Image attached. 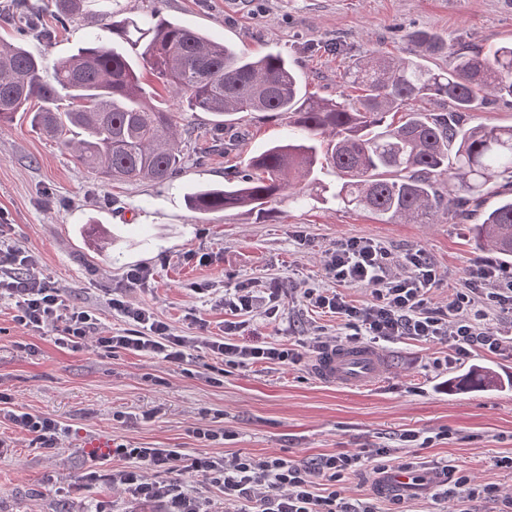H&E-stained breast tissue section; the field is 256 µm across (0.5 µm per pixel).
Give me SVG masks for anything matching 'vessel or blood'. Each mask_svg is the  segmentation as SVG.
<instances>
[{"mask_svg":"<svg viewBox=\"0 0 512 512\" xmlns=\"http://www.w3.org/2000/svg\"><path fill=\"white\" fill-rule=\"evenodd\" d=\"M315 373L330 383L350 388L368 387L380 377L382 364L370 348L344 345L319 356Z\"/></svg>","mask_w":512,"mask_h":512,"instance_id":"1","label":"vessel or blood"}]
</instances>
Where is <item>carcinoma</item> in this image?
<instances>
[{
  "label": "carcinoma",
  "mask_w": 512,
  "mask_h": 512,
  "mask_svg": "<svg viewBox=\"0 0 512 512\" xmlns=\"http://www.w3.org/2000/svg\"><path fill=\"white\" fill-rule=\"evenodd\" d=\"M91 2L55 0L57 22ZM99 17L92 42L52 63L0 41V129L36 99L34 125L81 166L107 180L164 183L182 166L177 111L273 112L298 133L253 156L250 171L224 186L190 193V211L269 214V203L319 166L342 180L336 204L386 223L430 224L446 215L463 224L496 193L501 202L472 225L473 238L481 252L503 262L512 257V125H469L480 106L512 99V42L470 51L413 32L416 58L373 53L344 73V82L362 91L352 102L304 93L302 77L281 54L247 56L169 21L158 8L131 17L112 0V10ZM439 57L451 58L448 67L428 65ZM143 67L172 93V105L153 103ZM424 100L438 110L415 108ZM391 113L398 120L387 121ZM496 386L484 369L458 381L460 390Z\"/></svg>",
  "instance_id": "obj_1"
}]
</instances>
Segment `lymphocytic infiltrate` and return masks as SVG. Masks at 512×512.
I'll use <instances>...</instances> for the list:
<instances>
[{
  "label": "lymphocytic infiltrate",
  "instance_id": "f902f5d3",
  "mask_svg": "<svg viewBox=\"0 0 512 512\" xmlns=\"http://www.w3.org/2000/svg\"><path fill=\"white\" fill-rule=\"evenodd\" d=\"M31 255L20 248H0V292L13 299V319L31 331L53 329L57 345L77 351L93 344L102 355L120 351L149 354L174 364L187 362L195 349L206 348L217 359L211 372L223 376L225 368H245L258 363L296 364L301 354L272 346L236 340L238 323L225 322L224 333L179 336L147 308L130 304L124 295L110 298L113 311L135 323L133 331L100 336L93 310L68 304L61 289L36 277L16 275L15 266H33ZM330 288H308L306 306L333 314L352 332V340L394 342L403 338L436 340L456 355L478 347L498 353L502 341L488 321V312H512V272L490 261L481 262L463 287L446 305L431 306L428 292L439 275L434 263L420 252L392 260L387 249L371 239L338 240L324 264ZM372 290V300L354 304L346 291L356 286ZM0 392V418L32 438L39 448L53 450L66 428L57 420L12 408ZM114 456L123 467L93 469L91 480L104 479L122 489L131 501L151 503L156 512H212L209 500L186 489L182 473L194 474L224 496L226 512H385L379 498L348 501L341 486L349 476L383 474L391 468L390 453L381 448L373 454L339 452L325 454L310 463L281 455H190L177 448H130L118 445ZM330 487L320 493L319 484Z\"/></svg>",
  "mask_w": 512,
  "mask_h": 512
}]
</instances>
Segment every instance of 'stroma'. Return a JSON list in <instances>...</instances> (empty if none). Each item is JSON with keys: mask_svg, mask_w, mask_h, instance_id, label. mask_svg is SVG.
Wrapping results in <instances>:
<instances>
[{"mask_svg": "<svg viewBox=\"0 0 512 512\" xmlns=\"http://www.w3.org/2000/svg\"><path fill=\"white\" fill-rule=\"evenodd\" d=\"M38 10L43 41L21 30L17 0H0V39L54 60L69 55L98 30L91 15L57 25L54 0H27ZM163 16L248 54L287 57L307 92L334 98L346 86L343 68L371 52L410 57L408 33L424 30L449 43L486 47L512 41V0H163ZM341 46L339 55L326 51ZM184 162L173 182H112L79 165L60 145L17 115L0 131V213L10 230L6 244L31 254L36 272L62 289L71 303L96 310L98 332L119 334L127 324L109 308L110 292L127 293L179 335L196 332L204 319L214 335L224 328L222 299L233 288L278 284L276 314L246 315L240 340L262 341L302 353L297 365L269 363L226 373L209 382L207 349L190 366L149 355L106 358L94 347L71 351L55 345L53 330L33 332L12 320L14 302L0 296V391L16 406L68 425L58 447H34L10 423L0 437L12 443L0 456V512H128L131 503L106 481L85 475L111 454L87 451L103 437L132 448H181L214 456L280 454L309 461L323 454L390 449L398 463H411L419 483L402 491L392 512H457L456 499H441L437 461L465 469L473 484H494L512 498V470L496 467L512 456V388L491 392H444L438 385L477 366L512 373V313L493 314L504 341L500 354L472 348L463 358L436 341L378 342L386 373L371 387L348 389L320 381L310 349L316 337L345 335L335 317L307 308L302 292L326 288L324 258L337 240L382 242L392 257L422 251L440 274L428 299L440 307L482 260L468 225L439 217L434 224H384L374 214L346 210L322 192L281 195L275 217L245 210L195 213L189 192L224 184L250 159L286 138L288 121L266 112H240L227 122L229 148H215V119L185 112ZM110 230L106 250L82 233L88 219ZM150 267L142 286H126V273ZM201 292H194V285ZM196 427L233 432L227 442L196 438ZM428 437L426 446L407 443L406 432Z\"/></svg>", "mask_w": 512, "mask_h": 512, "instance_id": "1", "label": "stroma"}]
</instances>
